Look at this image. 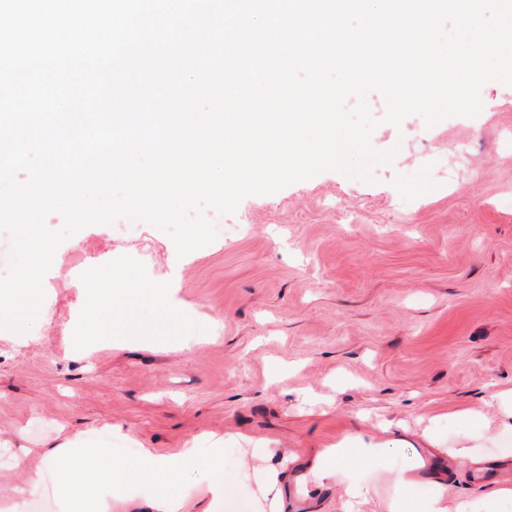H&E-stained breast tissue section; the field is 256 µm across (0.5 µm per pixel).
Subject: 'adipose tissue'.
<instances>
[{
    "instance_id": "ef3b65f1",
    "label": "adipose tissue",
    "mask_w": 512,
    "mask_h": 512,
    "mask_svg": "<svg viewBox=\"0 0 512 512\" xmlns=\"http://www.w3.org/2000/svg\"><path fill=\"white\" fill-rule=\"evenodd\" d=\"M363 460L358 448H326L298 476L297 482L304 488L340 483L343 497L351 502L360 496L361 490L352 484H341L340 476ZM191 461L199 463L200 478L206 487L208 502L204 512H221L224 451L220 448H185L176 456H161L147 448L132 463L114 459L102 448H69L64 455L49 459L50 465L60 471V491L71 502L73 512H104L108 488L122 487L141 477L152 478L156 484L154 512H182L186 465Z\"/></svg>"
}]
</instances>
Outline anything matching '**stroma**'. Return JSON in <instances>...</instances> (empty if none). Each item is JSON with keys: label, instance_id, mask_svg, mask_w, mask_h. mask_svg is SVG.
Instances as JSON below:
<instances>
[{"label": "stroma", "instance_id": "1", "mask_svg": "<svg viewBox=\"0 0 512 512\" xmlns=\"http://www.w3.org/2000/svg\"><path fill=\"white\" fill-rule=\"evenodd\" d=\"M492 112L426 127L417 115L371 136L395 159L375 183L327 171L221 216L216 239L178 256L147 223L90 225L57 249L43 282L48 313L25 339L0 331V497L69 447L224 451L222 512H260L259 470L283 472V512H386L387 471L424 467L408 503L447 487L449 505L505 512L512 433L487 402L512 389V86L486 83ZM357 217L341 223L334 206ZM122 271L148 286L174 281L193 311L171 320L135 292L110 320L79 321L91 296L76 272ZM124 325L131 344L86 358L70 338ZM487 411L480 460L450 459L452 415ZM431 438H423V429ZM380 449L384 470L347 471L363 494L346 507L337 485L303 495L297 474L325 448Z\"/></svg>", "mask_w": 512, "mask_h": 512}]
</instances>
